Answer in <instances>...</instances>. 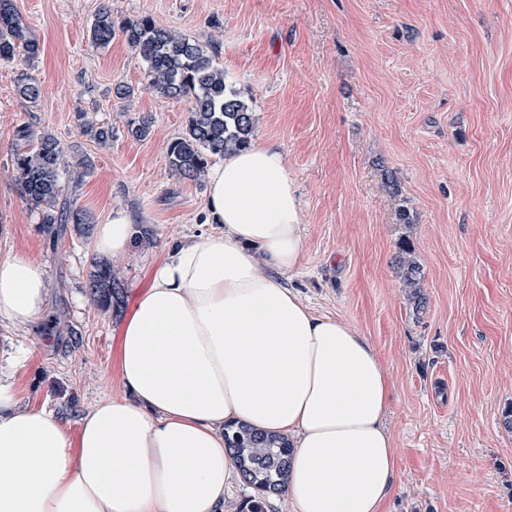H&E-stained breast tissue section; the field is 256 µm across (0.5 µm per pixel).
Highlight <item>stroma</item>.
I'll return each instance as SVG.
<instances>
[{"instance_id": "stroma-1", "label": "stroma", "mask_w": 512, "mask_h": 512, "mask_svg": "<svg viewBox=\"0 0 512 512\" xmlns=\"http://www.w3.org/2000/svg\"><path fill=\"white\" fill-rule=\"evenodd\" d=\"M38 41L33 61L0 64V259L30 253L51 295L42 323L0 321V367L24 404L65 419L123 397L114 357L122 316L173 243L204 232L206 182L180 178L167 146L188 101L153 92L122 35L92 45L102 8L207 46L249 103L253 143L284 150L305 228L288 285L351 324L389 380L385 424L397 468L385 512H512V0H13ZM42 87L20 98V75ZM133 96H113L116 84ZM112 128L101 144L79 114ZM154 126L134 139L143 114ZM51 131L89 175L66 196L103 224L117 210L148 233L112 257L119 312L87 281L91 238L55 236L18 194L20 127ZM423 272L408 300L402 240ZM57 326L46 329V320Z\"/></svg>"}]
</instances>
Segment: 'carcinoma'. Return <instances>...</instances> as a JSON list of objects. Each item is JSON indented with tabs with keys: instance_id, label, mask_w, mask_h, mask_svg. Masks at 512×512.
I'll return each instance as SVG.
<instances>
[{
	"instance_id": "cac0c4a2",
	"label": "carcinoma",
	"mask_w": 512,
	"mask_h": 512,
	"mask_svg": "<svg viewBox=\"0 0 512 512\" xmlns=\"http://www.w3.org/2000/svg\"><path fill=\"white\" fill-rule=\"evenodd\" d=\"M121 33L146 64L148 85L165 98L191 102L185 131L168 146L171 169L179 177L200 181L212 157H222L251 144L255 118L251 107L226 83L224 68L214 63L207 47L179 32L156 25L150 17L128 20ZM115 34L110 10L96 14L90 27L91 43L106 46ZM39 53V44L16 13L12 0H0V63L19 57L31 61ZM18 91L29 102L41 93L32 79L21 80ZM153 117L145 114L128 126L136 139L149 136ZM84 132L105 143L112 138V128L90 120ZM17 137L25 149L13 157L15 183L27 205L49 227L69 225L86 235L92 230L93 217L85 209L73 206L64 198L61 172L68 167L60 141L43 131L31 138L30 129H18ZM403 284L415 310L425 307L421 291L422 269L411 257L408 245L402 248ZM88 292L93 302L108 309L121 302L122 287L110 263H93ZM227 448L239 459L244 481L257 491L250 512H265L270 497L284 493L291 445L285 436H264L245 425L224 427Z\"/></svg>"
}]
</instances>
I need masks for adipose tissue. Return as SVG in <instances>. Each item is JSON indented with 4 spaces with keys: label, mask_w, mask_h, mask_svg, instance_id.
Segmentation results:
<instances>
[{
    "label": "adipose tissue",
    "mask_w": 512,
    "mask_h": 512,
    "mask_svg": "<svg viewBox=\"0 0 512 512\" xmlns=\"http://www.w3.org/2000/svg\"><path fill=\"white\" fill-rule=\"evenodd\" d=\"M205 221L122 325L125 397L70 425L22 405L0 371V512H224L242 479L224 427L241 423L290 438L294 512H381L397 464L388 381L364 337L285 280L305 254L285 152L254 145L212 166ZM141 234L117 211L93 247L117 256ZM47 299L42 264L23 251L0 260V319L35 324Z\"/></svg>",
    "instance_id": "adipose-tissue-1"
}]
</instances>
